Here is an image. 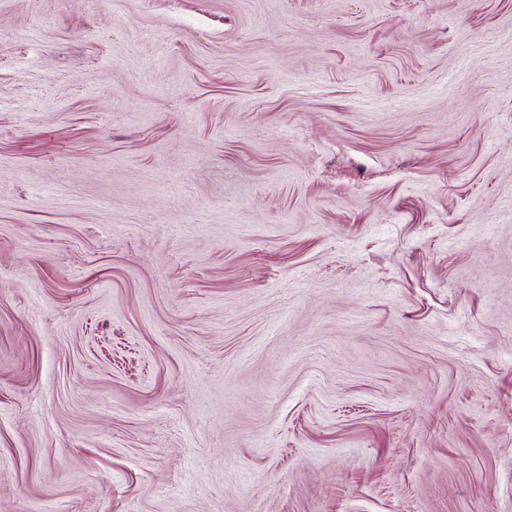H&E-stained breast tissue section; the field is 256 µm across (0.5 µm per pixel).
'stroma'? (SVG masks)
<instances>
[{
	"label": "stroma",
	"instance_id": "stroma-1",
	"mask_svg": "<svg viewBox=\"0 0 512 512\" xmlns=\"http://www.w3.org/2000/svg\"><path fill=\"white\" fill-rule=\"evenodd\" d=\"M512 0H0V512H512Z\"/></svg>",
	"mask_w": 512,
	"mask_h": 512
}]
</instances>
